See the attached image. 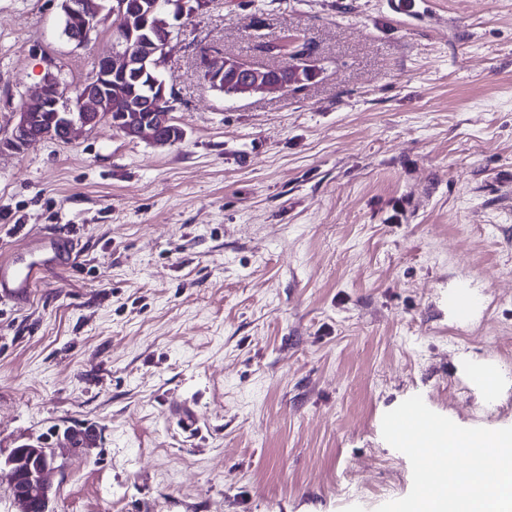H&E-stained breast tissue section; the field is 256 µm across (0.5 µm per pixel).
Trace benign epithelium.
I'll return each mask as SVG.
<instances>
[{
    "mask_svg": "<svg viewBox=\"0 0 512 512\" xmlns=\"http://www.w3.org/2000/svg\"><path fill=\"white\" fill-rule=\"evenodd\" d=\"M209 5L210 0H154L150 11L166 13L170 22L161 42L156 44L135 37L133 20L146 17L142 0H61L63 18L69 22L67 38L78 46L88 42L105 15L117 17L112 31V54L99 58L88 79L75 85L64 81L59 73L47 70L34 97L38 106L33 108L27 101L16 112L9 145L21 150L46 140L68 142L80 131L112 120V81L127 77L147 62L160 69L167 59L165 50L180 37L184 21ZM234 73L243 97L273 94L284 86L264 75L257 65L238 64ZM130 111L135 116L121 118L126 137L159 145H174L182 139L181 130L174 129L171 122L167 83H162L154 100L134 102ZM43 112L54 113L53 120L44 122ZM53 461L52 450L43 441L15 448L6 458L12 473V496L21 512H34L37 505L41 512H50L54 493L46 482V474Z\"/></svg>",
    "mask_w": 512,
    "mask_h": 512,
    "instance_id": "1",
    "label": "benign epithelium"
}]
</instances>
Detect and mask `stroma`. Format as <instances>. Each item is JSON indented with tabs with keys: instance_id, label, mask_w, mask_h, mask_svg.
<instances>
[{
	"instance_id": "obj_1",
	"label": "stroma",
	"mask_w": 512,
	"mask_h": 512,
	"mask_svg": "<svg viewBox=\"0 0 512 512\" xmlns=\"http://www.w3.org/2000/svg\"><path fill=\"white\" fill-rule=\"evenodd\" d=\"M116 22L79 46L59 0H0L1 140ZM287 35L312 79L203 81L210 50L276 67ZM163 75L177 144L104 122L0 151V258L75 255L0 298V458L52 444L54 512H376L412 488L381 432L405 399L512 427V0H212ZM233 73L236 74L235 82L238 84L241 97L254 94H273L288 84L276 82L271 77L264 76L262 69L257 65L237 64Z\"/></svg>"
}]
</instances>
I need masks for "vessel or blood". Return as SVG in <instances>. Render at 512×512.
<instances>
[{"label": "vessel or blood", "instance_id": "obj_1", "mask_svg": "<svg viewBox=\"0 0 512 512\" xmlns=\"http://www.w3.org/2000/svg\"><path fill=\"white\" fill-rule=\"evenodd\" d=\"M63 263L57 243L0 260V296L13 297L28 293L39 276L57 270Z\"/></svg>", "mask_w": 512, "mask_h": 512}]
</instances>
